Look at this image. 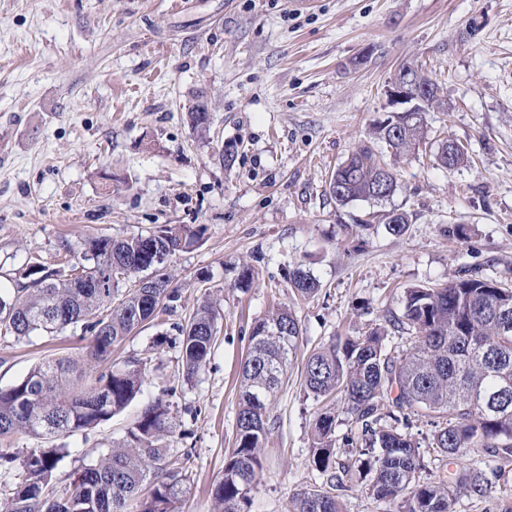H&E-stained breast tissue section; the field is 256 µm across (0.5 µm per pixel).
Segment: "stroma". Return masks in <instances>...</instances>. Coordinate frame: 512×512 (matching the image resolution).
<instances>
[{
    "label": "stroma",
    "instance_id": "35a3bbf8",
    "mask_svg": "<svg viewBox=\"0 0 512 512\" xmlns=\"http://www.w3.org/2000/svg\"><path fill=\"white\" fill-rule=\"evenodd\" d=\"M405 64L438 82L450 109L426 113L427 144L392 159L388 201L336 205L330 175L384 117L386 86ZM199 92L212 105L205 137L185 110ZM0 135L1 288L35 260L67 267L91 235L164 224L199 233L167 262L182 294L176 313L117 349L152 354L141 398L88 434L0 442L20 457L74 448L53 472L60 488L167 389L177 423L168 454L188 462L180 512H212L250 331L289 303L288 275L300 268L320 289L294 305L303 336L250 492L251 512H284L293 492L323 481L309 463L318 403L302 377L314 347L400 313L414 286L464 273L512 286V0H0ZM442 139L464 145L472 163L433 164L429 145ZM229 147L238 154L228 169ZM394 210L409 219L402 236L379 223L353 237L341 230ZM452 224L465 236H449ZM245 264L257 276L242 289ZM206 296L218 304L217 340L187 383L172 325ZM85 346L76 332L2 338L0 387L39 362L82 359ZM491 482L484 501L461 498L456 512H512V462Z\"/></svg>",
    "mask_w": 512,
    "mask_h": 512
}]
</instances>
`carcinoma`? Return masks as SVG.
Here are the masks:
<instances>
[{"label":"carcinoma","instance_id":"cac0c4a2","mask_svg":"<svg viewBox=\"0 0 512 512\" xmlns=\"http://www.w3.org/2000/svg\"><path fill=\"white\" fill-rule=\"evenodd\" d=\"M430 111L447 102L436 83ZM191 126L209 131L208 103L202 96L188 107ZM426 139L418 119L392 129L376 126L371 140L404 156ZM435 160L444 168L469 161L466 148L450 156L448 142L437 144ZM398 182L382 153L363 144L336 167L329 195L338 205L380 201ZM386 231L402 235L403 213L381 215ZM183 225H163L147 234L104 237L88 242L68 270L27 265L13 288H0V338L16 342L46 333L59 335L82 326L90 333L85 358H58L34 366L15 384L0 388V441L17 435L41 439L87 432L122 412L141 392L152 360L138 355L112 360V349L143 323L171 313L181 290L161 266L196 243ZM154 270L153 298L131 288L114 297L115 284ZM296 297L309 299L320 283L298 268L289 277ZM216 305L205 300L186 324L177 326L187 382L206 367L216 340ZM406 340L387 347V336ZM302 328L289 307L259 319L249 336L242 366L233 447L224 455V476L212 490L215 512H246L249 493L263 469L262 451L275 393L287 375ZM306 389L325 403L313 421L310 465L325 485L299 489L287 512H344L334 490L344 479L365 484L373 499L396 512H454L457 499L482 500L490 488L486 469L471 464L437 474L426 472L421 444L406 432L431 418L427 444L448 465L463 452L482 449L498 462H512V288L488 278L458 276L445 285L410 288L399 315L383 316L364 336H336L314 349L304 368ZM350 415L354 431L344 438L349 463L336 448V404ZM177 425L170 404L157 396L141 409L124 435L98 458L81 465L59 492L51 484L57 463L71 449L33 448L19 460L0 452V470L13 473L0 512H179L187 473L170 459L167 441Z\"/></svg>","mask_w":512,"mask_h":512}]
</instances>
